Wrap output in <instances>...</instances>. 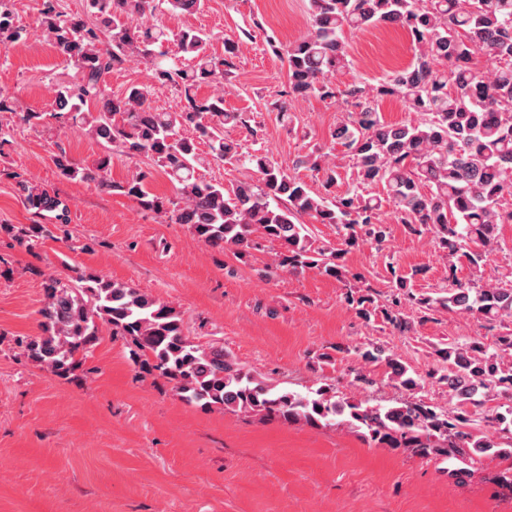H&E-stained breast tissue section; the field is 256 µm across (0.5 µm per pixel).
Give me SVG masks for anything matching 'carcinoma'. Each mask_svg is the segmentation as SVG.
I'll return each instance as SVG.
<instances>
[{
	"instance_id": "1",
	"label": "carcinoma",
	"mask_w": 512,
	"mask_h": 512,
	"mask_svg": "<svg viewBox=\"0 0 512 512\" xmlns=\"http://www.w3.org/2000/svg\"><path fill=\"white\" fill-rule=\"evenodd\" d=\"M8 2L0 0L3 50L23 33ZM203 6L204 0H85L79 14L67 12L62 0H41L39 19L47 40L79 73L57 90L53 116L108 149L91 167L60 151L53 158L59 177L126 196L239 257L261 249L263 240L275 243L276 268L289 272L316 268L336 279L346 276L347 248L364 236L379 245L389 236L380 219L385 202L408 232L432 234L449 256L465 259L475 271L500 250V227L512 224V0H308L307 35L288 45L266 38L288 67V90L274 103L282 121L293 122L291 102L312 97H342L354 107L331 132L329 150L315 148L296 161L320 179L321 193L287 174L264 147L224 137L225 127L249 122L246 113L224 108L222 86L235 69L238 42L224 40L218 54L212 34L193 27L174 31L164 23L167 16L194 14ZM386 23L407 31L412 61L375 84L339 89L334 77L352 63L346 34ZM170 43L176 46L172 58ZM131 57L151 61L156 81L179 86L184 104L173 112L159 110L145 85L109 93L103 75ZM203 84L221 90L199 98ZM385 98L400 100L419 120L386 122L379 112ZM202 143L208 151L200 150ZM336 144L346 148L352 186L333 196L331 188L340 178L331 159ZM114 150L150 161L169 178L175 196L151 193L150 171L141 169L123 182L108 179ZM233 162L252 169L256 178L227 189L197 176L201 166ZM21 185L36 214L52 213L68 223L58 195L25 180ZM365 185L382 187L384 198L359 193ZM306 217L336 225L345 248L316 244ZM0 229L31 250L53 237L46 224ZM388 270L391 306L376 305L368 287L346 294L363 320L379 312L404 334L415 320L445 309L476 314L495 330L489 344L465 337L435 349L444 367L430 376L447 385L456 400L452 411L414 397L423 389L420 375L373 344L358 349V355L368 364H385L411 397L382 405L339 398L331 384L304 393L279 388L252 374L224 347L195 343L172 306L87 271L67 281L53 275L44 281L41 334L20 342V348L29 361L68 376L79 366L76 356L96 345L105 325L112 335L130 338L189 403L286 423L344 426L378 448L446 459L454 464L448 475L462 483L484 459H497L503 468L493 480L512 493V284L466 282L450 264L446 295L417 296L408 282L423 269L407 277L391 262ZM410 302L420 311L416 319L404 315ZM496 395L507 402L485 414L483 407ZM483 422L495 424L497 435H486Z\"/></svg>"
}]
</instances>
